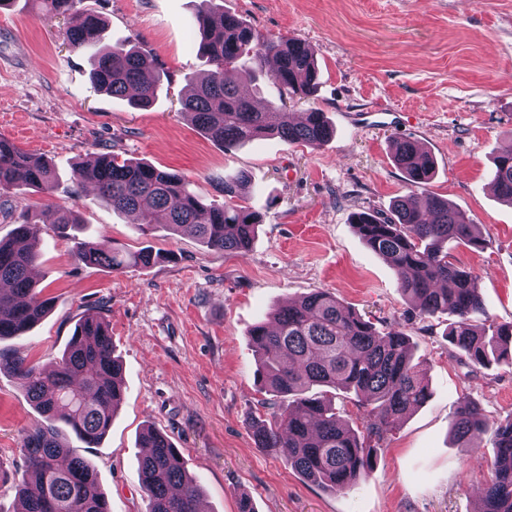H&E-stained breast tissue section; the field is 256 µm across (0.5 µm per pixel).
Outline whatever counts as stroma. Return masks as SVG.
I'll use <instances>...</instances> for the list:
<instances>
[{"instance_id": "stroma-1", "label": "stroma", "mask_w": 512, "mask_h": 512, "mask_svg": "<svg viewBox=\"0 0 512 512\" xmlns=\"http://www.w3.org/2000/svg\"><path fill=\"white\" fill-rule=\"evenodd\" d=\"M80 6L105 19V42L132 39L156 58L162 89L147 109L99 92L63 20L38 15L32 0L0 8V137L52 160L58 174L52 197L28 187L7 194L15 211L45 213L35 278L52 307L0 348L50 368L85 314L105 318L124 399L98 447L64 440L95 468L112 512L148 510L138 474L148 427L182 452L203 488V512H237L243 493L256 512H477L497 450L485 437L458 441L451 420L463 395L489 418L512 417V359L469 367L448 342L447 316L419 314L350 216L389 215L409 190L392 143L418 141L436 162L419 195L448 199L478 224L485 248L449 252L476 273L489 322H512V205L490 188L492 160L512 144V0H224L261 33L314 49L318 90L290 109L325 113L335 134L316 149L270 136L227 150L183 113L206 68L193 29L202 0ZM382 109L399 113L395 126L360 122ZM102 153L180 171L207 203H223L225 171L247 172L244 203L263 217L250 251H215L161 228L140 236L133 217L70 179L73 163ZM63 209L80 220L74 235L56 229ZM89 235L132 251L150 245L165 258L123 273L76 263L72 239ZM317 288L378 328L403 329L430 390L380 442L368 475L343 492L304 480L282 454L257 447L249 427L266 397L249 332ZM37 419L21 381L0 372V512L18 504L22 435Z\"/></svg>"}]
</instances>
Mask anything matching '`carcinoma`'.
Masks as SVG:
<instances>
[{
  "mask_svg": "<svg viewBox=\"0 0 512 512\" xmlns=\"http://www.w3.org/2000/svg\"><path fill=\"white\" fill-rule=\"evenodd\" d=\"M80 0H39V9L66 20L72 47L82 52L92 83L101 91L125 98L132 107L154 104L161 74L154 59L129 41L100 44L104 20L77 8ZM200 55L210 69L195 79L184 110L204 134L230 149L266 136L313 149L332 134L324 114L312 109L296 118L285 99L309 98L319 85V69L309 44L294 38L269 37L224 7H209L195 17ZM275 66L267 79L282 104L264 103L244 93L257 80L245 60ZM393 160L413 189L432 177L431 153L410 138L395 141ZM77 188H91L96 199L121 214L141 218L138 230L150 231L151 217L161 213L165 228L196 237L207 247L243 255L250 250L261 216L238 203L249 183L243 171L224 174L219 189L224 203L207 204L176 170L102 154L92 164H74ZM53 165L0 137V194L24 184L51 195ZM491 186L512 204V145L494 158ZM352 223L367 246L395 269L399 288L418 304L420 314H446L448 342L475 366L512 354V323L486 325L477 320L483 302L477 276L460 267L445 246L456 242L483 248L477 225L462 210L437 196L420 199L413 191L398 197L390 215L361 212ZM9 238L0 239V340L22 336L50 310L51 299L35 288L34 268L40 256L41 213L27 210L14 219ZM75 261L111 272L145 267L160 254L151 246L135 253L107 238L81 240ZM267 323L249 332L257 357L261 389L293 397L269 417L254 415L250 427L260 448L281 452L303 478L341 492L370 471L376 444L410 411L425 402L428 384L413 362L409 336L397 328L380 330L348 310L328 291L318 288L298 302L275 309ZM19 377L41 421L24 432V478L20 512H106L108 498L95 469L61 442L66 427L91 448L112 426L122 401L121 366L104 319L87 314L76 324L60 360L50 370L0 349V372ZM352 392L363 408L364 435L340 422L327 399L330 391ZM453 431L460 440L487 435L498 449L494 475L484 492L480 512H512V418L491 420L470 397L459 398ZM146 452L139 462L148 512H197L201 491L182 455L153 428L140 435Z\"/></svg>",
  "mask_w": 512,
  "mask_h": 512,
  "instance_id": "1",
  "label": "carcinoma"
}]
</instances>
